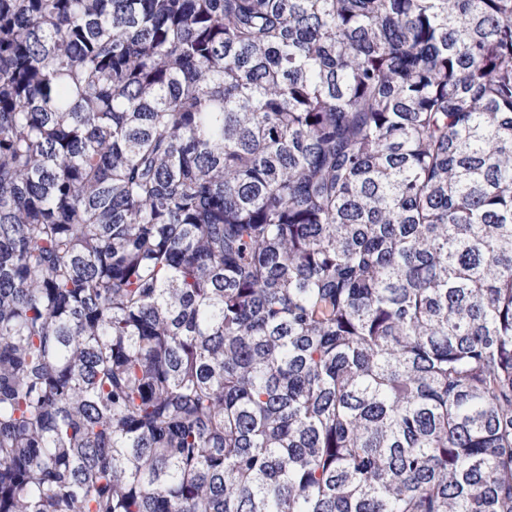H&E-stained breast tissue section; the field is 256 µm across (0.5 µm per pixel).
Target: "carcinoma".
<instances>
[{
	"mask_svg": "<svg viewBox=\"0 0 512 512\" xmlns=\"http://www.w3.org/2000/svg\"><path fill=\"white\" fill-rule=\"evenodd\" d=\"M0 512H512V0H0Z\"/></svg>",
	"mask_w": 512,
	"mask_h": 512,
	"instance_id": "1",
	"label": "carcinoma"
}]
</instances>
